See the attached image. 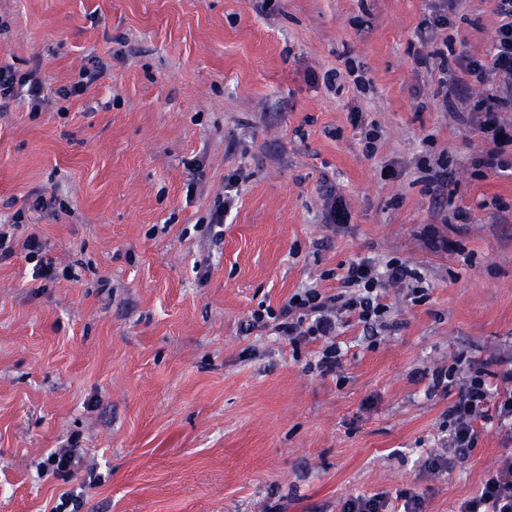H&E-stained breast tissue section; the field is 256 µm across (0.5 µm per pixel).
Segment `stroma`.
Masks as SVG:
<instances>
[{
    "label": "stroma",
    "mask_w": 512,
    "mask_h": 512,
    "mask_svg": "<svg viewBox=\"0 0 512 512\" xmlns=\"http://www.w3.org/2000/svg\"><path fill=\"white\" fill-rule=\"evenodd\" d=\"M436 2L0 0V63L44 98L0 112L17 242L0 261V512L71 490L79 512H338L409 489L456 512L512 452L490 428L447 473L423 466L457 396L429 392L432 370L512 356V144L508 171L475 167L489 134L435 98L415 32ZM498 25L491 0H466L455 56H490ZM349 66L364 83L327 81ZM360 124L381 133L373 157ZM425 158L451 164L452 217ZM239 169L216 245L209 215ZM329 188L348 223L323 222ZM32 233L55 281L32 277ZM359 257L417 267L427 297L389 289L387 336L349 320L339 373L315 368L323 340L250 328L309 283L334 294ZM72 441L78 471L40 470Z\"/></svg>",
    "instance_id": "stroma-1"
}]
</instances>
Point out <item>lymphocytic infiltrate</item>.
<instances>
[{
  "label": "lymphocytic infiltrate",
  "instance_id": "lymphocytic-infiltrate-1",
  "mask_svg": "<svg viewBox=\"0 0 512 512\" xmlns=\"http://www.w3.org/2000/svg\"><path fill=\"white\" fill-rule=\"evenodd\" d=\"M492 2L501 19L494 39V53L487 60L469 59L463 68V77L451 76L447 53L434 45L438 33L451 25V16L461 8L463 0H446L444 10L420 23L416 37L437 60L436 95L443 109L456 115L481 114L483 129L499 139L508 135L500 115L512 112V0ZM476 85L486 86V94L474 97L472 88ZM337 281V291L332 295L320 292L313 285L302 288L275 315L277 332L292 343L326 339L318 361L324 375L336 372L343 364L341 348L333 341L340 316L357 318L368 335L377 336L393 328L388 320L390 307L380 300L387 288L408 286L417 302L426 296L421 272L399 260L380 265L369 257L354 259L344 265ZM431 377L432 389L451 385L458 388L457 399L448 408V449L428 456L425 461L431 473H442L454 460L466 459L482 438L485 421L495 420L498 433L504 440L512 441V358L476 361L461 356L453 365L434 370ZM340 512L426 510L423 496L402 491L393 499L383 494L348 498L341 502ZM458 512H512L511 453L498 459L490 476L473 496L461 502Z\"/></svg>",
  "mask_w": 512,
  "mask_h": 512
}]
</instances>
